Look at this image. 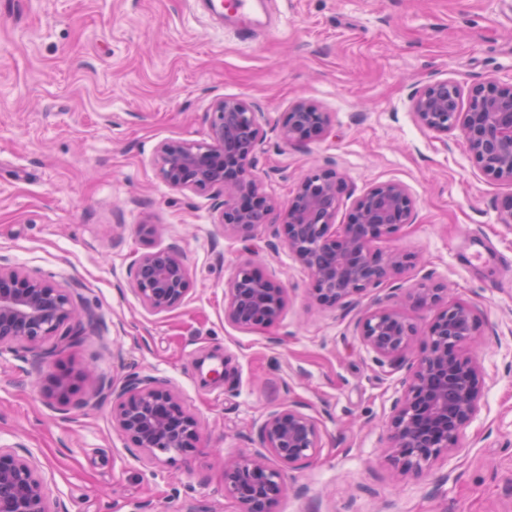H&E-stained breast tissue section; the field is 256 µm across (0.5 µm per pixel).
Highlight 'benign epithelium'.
Masks as SVG:
<instances>
[{
    "instance_id": "benign-epithelium-1",
    "label": "benign epithelium",
    "mask_w": 512,
    "mask_h": 512,
    "mask_svg": "<svg viewBox=\"0 0 512 512\" xmlns=\"http://www.w3.org/2000/svg\"><path fill=\"white\" fill-rule=\"evenodd\" d=\"M460 97L457 83L430 80L410 98L413 119L441 134L460 131L481 171L511 183L512 83L474 85L464 109ZM328 128L327 112L298 99L285 113L279 136L286 144L299 143ZM263 137L255 105L239 97L220 98L212 105L207 140L159 144L157 175L172 188L213 191L221 197L215 219L226 234L246 237L259 224L273 225L274 236L309 272L322 305L348 309L355 296L414 264L412 255L395 251L382 257L370 247L374 239L392 236L411 222L415 200L405 184L373 185L353 200L347 223L337 224L344 177L335 169L313 170L281 205L265 191L256 169L255 153ZM130 285L151 312L178 307L191 287L180 249L172 245L143 251L130 268ZM446 294L445 284H422L410 289L408 298L415 307H427ZM79 300L78 293L50 275L0 263V352L41 350L48 358L69 349L76 339ZM285 302L280 282L244 262L224 291V319L241 330L270 325ZM479 324L477 310L460 301L446 303L425 327L398 308H378L358 318L360 339L380 364L404 362L416 338H426L390 421L387 451L401 471L419 474L431 460L455 451L480 411L485 372L475 353ZM98 388L112 399L113 426L151 461L173 463L196 448L199 421L166 382L100 379ZM69 391V376L56 377L52 395L62 411L69 405ZM256 437L260 448L224 464V495L237 500L242 512H270L286 491L285 469L305 463L321 448L316 421L297 404L266 414ZM56 505L36 457L0 448V512H58Z\"/></svg>"
}]
</instances>
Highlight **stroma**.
Instances as JSON below:
<instances>
[{
  "mask_svg": "<svg viewBox=\"0 0 512 512\" xmlns=\"http://www.w3.org/2000/svg\"><path fill=\"white\" fill-rule=\"evenodd\" d=\"M275 21L255 41L199 0H0V260L78 286L83 338L52 361L0 352V448L32 452L64 512H241L224 494V461L251 452L271 410L302 404L322 446L287 471L271 512H512V225L498 221L512 183L484 175L461 135L417 125L414 86L448 78L462 90L512 82V0H267ZM253 103L265 132L257 167L287 201L317 168L346 180L336 212L383 181L405 184L412 223L373 251L419 254L414 267L355 297L319 304L307 271L270 228L241 239L215 224L206 194L156 171L165 140L202 142L219 97ZM305 99L328 112L325 135L283 143L277 128ZM153 225L150 241L139 227ZM178 246L192 289L152 313L128 270L145 247ZM251 260L279 280L277 322L240 330L224 290ZM442 282L481 318V410L458 450L425 475L381 455L406 368L379 366L354 324L418 284ZM229 363L226 382L210 368ZM168 382L201 425L198 448L152 464L112 425V401L79 380ZM74 379L68 413L54 377Z\"/></svg>",
  "mask_w": 512,
  "mask_h": 512,
  "instance_id": "35a3bbf8",
  "label": "stroma"
}]
</instances>
